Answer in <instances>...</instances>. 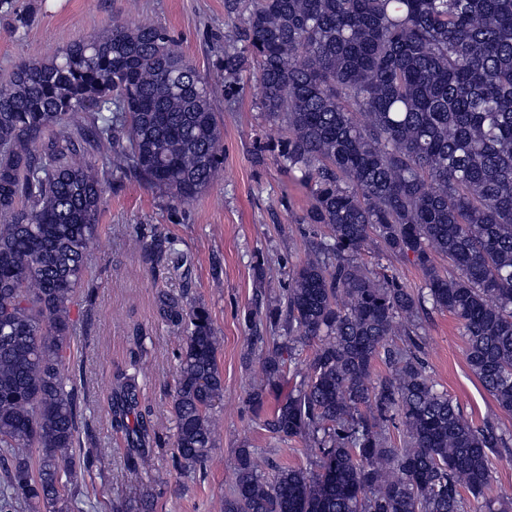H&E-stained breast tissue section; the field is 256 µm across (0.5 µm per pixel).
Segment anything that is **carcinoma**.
Segmentation results:
<instances>
[{
	"mask_svg": "<svg viewBox=\"0 0 512 512\" xmlns=\"http://www.w3.org/2000/svg\"><path fill=\"white\" fill-rule=\"evenodd\" d=\"M224 10L239 20L224 35V82L255 77L259 108L282 131L280 166L306 190L303 223L319 238L284 305L265 312L284 335L256 337L261 381L248 393L256 407L275 397L266 427L304 444L315 467L268 480L242 448L221 512H467L472 501L512 512L492 470L512 456V431L470 424L437 390L417 322L428 304L454 315L472 373L512 413V0H224ZM211 91L167 30L147 23L114 24L0 79L5 508L73 512L63 477L85 459L62 370L104 183L133 177L177 205L208 189L224 170ZM370 250L412 261L424 287L366 268ZM158 301L183 333L175 456L202 466L224 393L221 339L204 305ZM145 354L117 374L109 403L141 455ZM393 419L399 447L383 434Z\"/></svg>",
	"mask_w": 512,
	"mask_h": 512,
	"instance_id": "carcinoma-1",
	"label": "carcinoma"
}]
</instances>
